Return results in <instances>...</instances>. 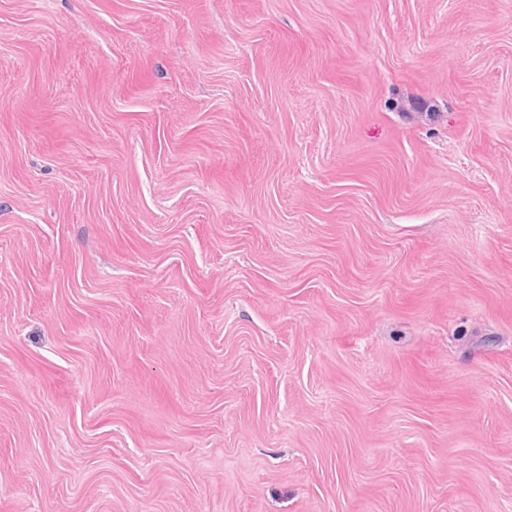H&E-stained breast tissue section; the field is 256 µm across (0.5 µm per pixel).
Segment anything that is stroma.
Segmentation results:
<instances>
[{
  "label": "stroma",
  "instance_id": "35a3bbf8",
  "mask_svg": "<svg viewBox=\"0 0 512 512\" xmlns=\"http://www.w3.org/2000/svg\"><path fill=\"white\" fill-rule=\"evenodd\" d=\"M0 512H512V0H0Z\"/></svg>",
  "mask_w": 512,
  "mask_h": 512
}]
</instances>
